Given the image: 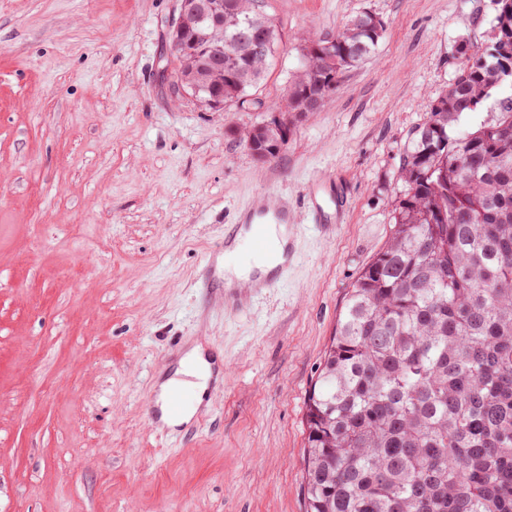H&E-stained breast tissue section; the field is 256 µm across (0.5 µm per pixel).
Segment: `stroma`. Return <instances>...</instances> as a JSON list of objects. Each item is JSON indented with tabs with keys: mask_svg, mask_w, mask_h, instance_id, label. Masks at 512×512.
Returning a JSON list of instances; mask_svg holds the SVG:
<instances>
[{
	"mask_svg": "<svg viewBox=\"0 0 512 512\" xmlns=\"http://www.w3.org/2000/svg\"><path fill=\"white\" fill-rule=\"evenodd\" d=\"M278 49L254 96L213 112L161 79L175 0H0V512H305V399L347 292L382 249L403 157L488 40L496 0H267ZM375 52L258 162L305 39L352 15ZM350 206L320 233L312 176ZM288 198L297 261L277 288L224 287V231ZM224 366L189 425L149 404L182 353Z\"/></svg>",
	"mask_w": 512,
	"mask_h": 512,
	"instance_id": "35a3bbf8",
	"label": "stroma"
}]
</instances>
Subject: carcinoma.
Segmentation results:
<instances>
[{"label":"carcinoma","instance_id":"carcinoma-1","mask_svg":"<svg viewBox=\"0 0 512 512\" xmlns=\"http://www.w3.org/2000/svg\"><path fill=\"white\" fill-rule=\"evenodd\" d=\"M259 2L224 0V28L170 36L181 44L174 73L198 100L236 103L264 79L273 47L238 55L231 79L206 74L210 42L239 23L273 25ZM376 19L359 12L315 42L327 47L320 79L376 50ZM492 29L414 132L390 236L349 289L305 400L307 512H512V93L492 122L449 134L512 85L496 71L512 0H498ZM327 99L304 68L288 88L293 112ZM239 137L277 132L252 125Z\"/></svg>","mask_w":512,"mask_h":512}]
</instances>
